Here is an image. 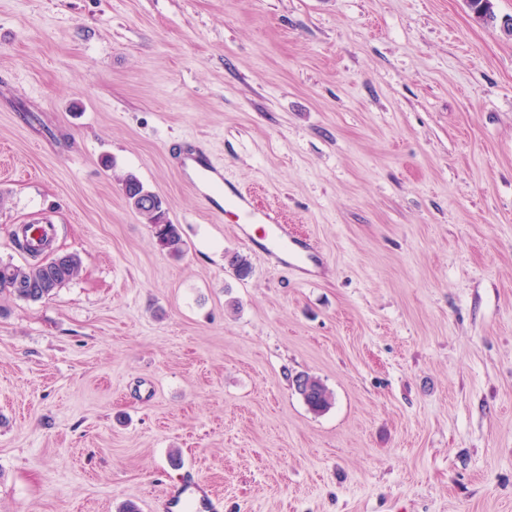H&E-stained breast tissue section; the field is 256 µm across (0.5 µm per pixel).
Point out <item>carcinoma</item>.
Returning <instances> with one entry per match:
<instances>
[{
    "instance_id": "carcinoma-1",
    "label": "carcinoma",
    "mask_w": 512,
    "mask_h": 512,
    "mask_svg": "<svg viewBox=\"0 0 512 512\" xmlns=\"http://www.w3.org/2000/svg\"><path fill=\"white\" fill-rule=\"evenodd\" d=\"M128 204L150 224L160 245L176 259L183 255V240L178 225L172 223L162 200L148 190L137 176H126L122 187ZM81 268L78 254H67L66 263L56 267H47L39 262L15 265L0 262V294L27 302H39L56 294L59 288L76 277ZM308 387L297 390L310 411L319 414L330 405L332 395L322 381L312 375H306Z\"/></svg>"
}]
</instances>
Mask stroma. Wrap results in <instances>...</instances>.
I'll return each mask as SVG.
<instances>
[{
  "mask_svg": "<svg viewBox=\"0 0 512 512\" xmlns=\"http://www.w3.org/2000/svg\"><path fill=\"white\" fill-rule=\"evenodd\" d=\"M32 222L83 264L0 295V512H166L185 479L224 512H512V36L466 0H0V261ZM178 155L181 159L193 165L200 180L211 183L213 186L223 185L222 179L217 176L216 168L211 164L206 155L199 152L192 144H181L178 149ZM215 176L218 177V180ZM123 193L128 204L150 224L160 245L176 259L183 255V240L177 224H172L162 200L148 190L134 174H128L123 182ZM150 201V206L146 202ZM228 195L231 197L230 205L237 231L249 245L259 248L273 263L286 262L289 252L292 257L303 254L309 261L315 257L309 244L292 236L288 224H279L272 210L258 208L251 193L235 187L229 188ZM257 224L263 226V234L259 237L253 231ZM301 375H305L309 385L302 390L297 388L296 392L303 398L310 411L315 414L322 413L331 405V393L319 378L309 374Z\"/></svg>",
  "mask_w": 512,
  "mask_h": 512,
  "instance_id": "stroma-1",
  "label": "stroma"
}]
</instances>
